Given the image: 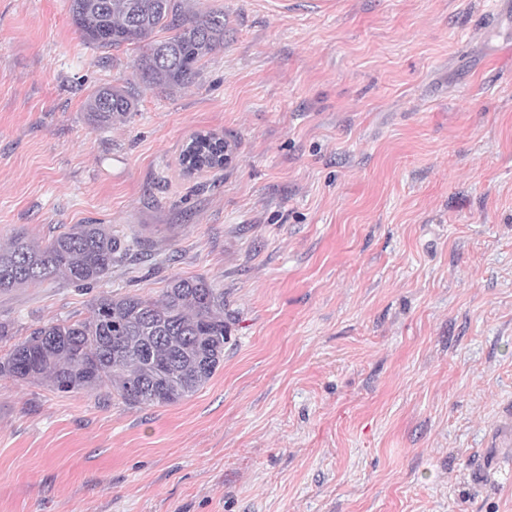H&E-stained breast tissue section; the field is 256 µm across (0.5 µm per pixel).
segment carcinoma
I'll list each match as a JSON object with an SVG mask.
<instances>
[{"label":"carcinoma","mask_w":512,"mask_h":512,"mask_svg":"<svg viewBox=\"0 0 512 512\" xmlns=\"http://www.w3.org/2000/svg\"><path fill=\"white\" fill-rule=\"evenodd\" d=\"M191 0H71L83 41L139 50L133 75L146 89L192 84L224 48V11H196ZM165 36L158 40L157 33ZM135 108L123 87L87 99L90 120L108 127ZM185 173L224 167V140L198 134L182 152ZM143 240L121 239L105 224H74L36 241L23 234L0 244V292L55 278L96 287L112 267L134 262ZM224 290L207 278L175 276L156 298L102 294L82 319H56L0 353V377L59 392L106 391L131 406L169 405L195 394L224 360Z\"/></svg>","instance_id":"cac0c4a2"}]
</instances>
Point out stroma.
I'll use <instances>...</instances> for the list:
<instances>
[{
	"instance_id": "35a3bbf8",
	"label": "stroma",
	"mask_w": 512,
	"mask_h": 512,
	"mask_svg": "<svg viewBox=\"0 0 512 512\" xmlns=\"http://www.w3.org/2000/svg\"><path fill=\"white\" fill-rule=\"evenodd\" d=\"M194 85L134 87L70 0H0V243L105 224L152 255L0 293L13 341L175 276L224 361L130 406L0 377V512H512V0H193ZM137 106L90 124L91 91ZM198 133L223 169L183 174Z\"/></svg>"
}]
</instances>
